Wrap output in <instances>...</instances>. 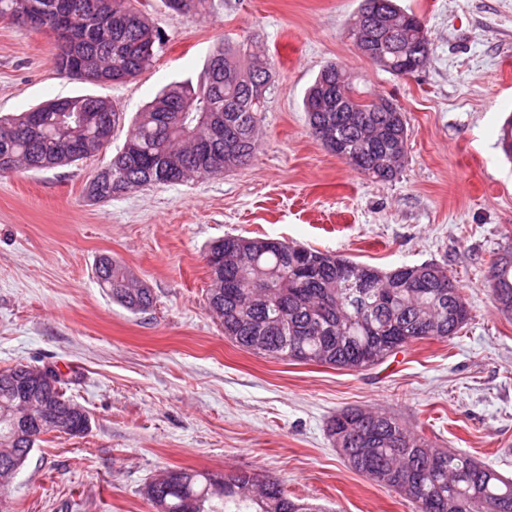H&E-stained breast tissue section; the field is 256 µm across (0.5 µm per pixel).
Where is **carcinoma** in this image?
Returning <instances> with one entry per match:
<instances>
[{
  "instance_id": "cac0c4a2",
  "label": "carcinoma",
  "mask_w": 512,
  "mask_h": 512,
  "mask_svg": "<svg viewBox=\"0 0 512 512\" xmlns=\"http://www.w3.org/2000/svg\"><path fill=\"white\" fill-rule=\"evenodd\" d=\"M87 17L72 51L56 53V70L65 75L82 67L105 76L136 77L148 68L163 44L161 30L134 0H68ZM176 15H202L210 0H163ZM400 16L394 26L391 18ZM349 37L373 64L398 77L425 65L431 41L424 22L395 0H362ZM339 67L328 63L304 97L312 135L329 136L328 151L353 169L390 182L401 171L408 129L404 113L372 112L374 100L359 92L336 99ZM271 62L245 41L222 42L208 56L197 83L175 82L160 90L138 113L123 147L89 183L88 195L105 200L135 188L182 183L246 164L259 146V114L266 110ZM124 112L112 100L76 95L50 100L25 112L0 116V174L73 165L97 154L101 128L118 127ZM207 256L224 260V272L211 280L206 302L236 346L285 362L314 363L360 372L425 339L449 340L470 320L460 288L437 263L403 265L383 272L343 255L266 238L227 236L212 243ZM498 309L512 315V255L496 258ZM100 287L133 314L153 305L152 291L112 257L98 259ZM372 350L376 359L364 360ZM25 365L0 369V478L21 469L41 436L57 431L80 437L90 418L75 412L45 429L16 428L11 410L19 399L16 380ZM350 439L339 448L349 466L380 486L403 492L416 512H487L496 502L512 504V480L470 455L433 447L424 433L399 418L360 408L333 417L327 432ZM144 495L155 512H321L292 499L276 479L256 473L178 469L153 478Z\"/></svg>"
}]
</instances>
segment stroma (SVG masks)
<instances>
[{
  "instance_id": "obj_1",
  "label": "stroma",
  "mask_w": 512,
  "mask_h": 512,
  "mask_svg": "<svg viewBox=\"0 0 512 512\" xmlns=\"http://www.w3.org/2000/svg\"><path fill=\"white\" fill-rule=\"evenodd\" d=\"M165 44L123 84L60 75L51 34L0 23V114L56 97L114 101L128 120L165 85L199 79L221 40L272 66L260 146L242 167L104 200L86 186L121 147L73 166L0 176V369L50 365L84 407L81 437L48 434L5 488L8 512H154L143 489L173 469L253 471L328 512H415L399 491L349 468L326 432L343 409H382L435 447L512 479V317L495 306L493 259L512 252V0H398L432 50L410 76L363 57L346 36L361 0H212L202 16L141 0ZM338 64L366 98L405 115L398 178L375 182L315 139L306 89ZM267 237L383 270L435 262L471 319L361 372L292 364L238 348L206 304V250ZM109 255L152 289L134 314L100 288Z\"/></svg>"
}]
</instances>
